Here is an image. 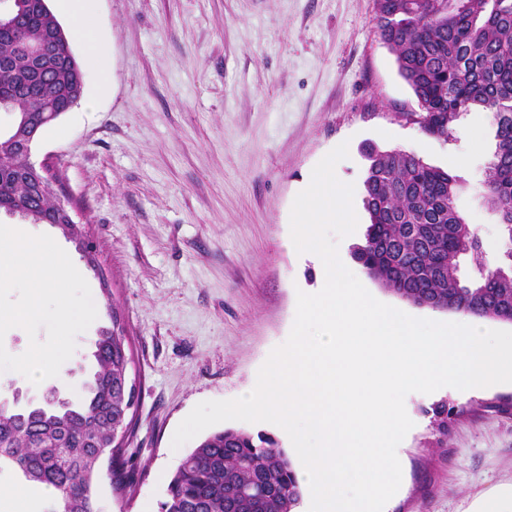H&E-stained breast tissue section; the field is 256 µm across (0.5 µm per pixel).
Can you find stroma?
<instances>
[{
    "mask_svg": "<svg viewBox=\"0 0 512 512\" xmlns=\"http://www.w3.org/2000/svg\"><path fill=\"white\" fill-rule=\"evenodd\" d=\"M98 60L80 40V101L47 129L51 157L97 243L134 343L138 420L127 447L126 497L98 484L101 512H159L167 484L197 445L173 447L200 402L240 397L292 329L296 293L316 288L318 261L290 236L295 196L340 143L337 177L353 184L358 225L342 262L379 301L441 322L370 279L351 255L368 216L366 145L405 150L457 176V204L488 261L505 249L484 200L495 127L465 114L448 140L423 133L418 104L375 26V0H92ZM114 81L102 85L101 68ZM97 317L65 370H92L107 298L79 255ZM413 426L397 448L401 486L388 512H476L512 490V387L414 392ZM448 407V427L434 416Z\"/></svg>",
    "mask_w": 512,
    "mask_h": 512,
    "instance_id": "1",
    "label": "stroma"
}]
</instances>
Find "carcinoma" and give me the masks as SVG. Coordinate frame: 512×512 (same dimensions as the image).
Wrapping results in <instances>:
<instances>
[{
    "label": "carcinoma",
    "instance_id": "cac0c4a2",
    "mask_svg": "<svg viewBox=\"0 0 512 512\" xmlns=\"http://www.w3.org/2000/svg\"><path fill=\"white\" fill-rule=\"evenodd\" d=\"M7 7L35 18L24 38L40 39L60 23L43 0H8ZM375 24L395 57L420 111L408 117L433 137L447 140L460 118L492 113L495 150L486 170L485 200L508 241L490 267L481 240L456 206L457 177L406 151L367 154L363 207L369 224L353 258L366 274L418 307L512 323V0H376ZM70 62L48 57L34 70L20 38L0 33V111L15 113L0 145L34 118L47 99L55 112L74 107L66 89ZM0 209L25 202L34 222H62L55 199L25 178L21 147L3 150ZM468 257L472 276L460 278ZM112 335L99 333L97 368L72 372L84 390L64 411L0 410V468L7 466L53 492L56 512H95L101 455L110 454L112 487L132 489L123 447L132 430L123 381L131 357L124 311L115 303ZM302 499L295 465L267 433L219 430L181 461L160 512H295Z\"/></svg>",
    "mask_w": 512,
    "mask_h": 512
}]
</instances>
